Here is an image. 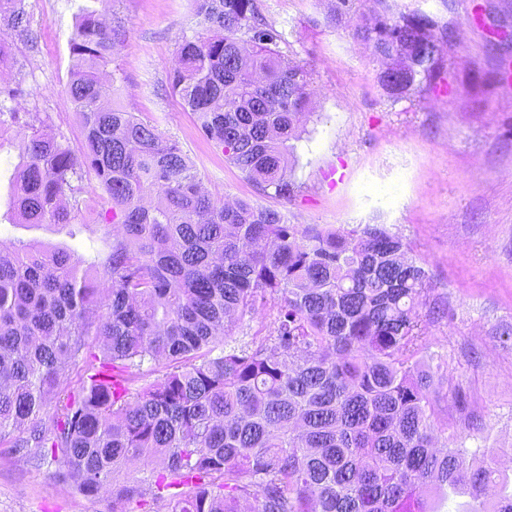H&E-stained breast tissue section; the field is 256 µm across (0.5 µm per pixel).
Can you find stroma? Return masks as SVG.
<instances>
[{"instance_id":"obj_1","label":"stroma","mask_w":512,"mask_h":512,"mask_svg":"<svg viewBox=\"0 0 512 512\" xmlns=\"http://www.w3.org/2000/svg\"><path fill=\"white\" fill-rule=\"evenodd\" d=\"M85 4L124 31L113 103L176 140L206 191L282 209L292 224H383L426 259L432 296L445 305L430 328L448 377L436 419L450 434L474 432L490 447L512 448V340L503 335L512 329V0H359L365 14L426 13L447 40L440 80L398 102L383 90L382 63L353 37L352 23H328L334 0H261L283 34L280 51L312 72L310 115L292 163L299 191L288 201L259 193L170 92L183 40L204 34L193 0H25L29 37L0 31L12 47L0 84L23 87L19 112L50 115L49 132L80 149L79 115L61 102ZM21 144L17 135L0 140V240H35L100 262L116 231L104 206L69 224L13 223ZM52 469L0 447V512H108L107 493L84 497L55 485Z\"/></svg>"}]
</instances>
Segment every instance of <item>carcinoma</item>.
I'll return each mask as SVG.
<instances>
[{
  "label": "carcinoma",
  "instance_id": "1",
  "mask_svg": "<svg viewBox=\"0 0 512 512\" xmlns=\"http://www.w3.org/2000/svg\"><path fill=\"white\" fill-rule=\"evenodd\" d=\"M209 36L184 41L171 92L202 136L260 190L294 197L291 141L303 132L311 74L278 49L259 0H194ZM335 0L329 22L357 12ZM0 20L28 33L24 0ZM416 12L359 16L353 36L388 63L395 101L439 75L441 37ZM119 32L85 6L64 92L79 152L0 89V138L25 130L10 202L17 224H70L99 180L120 233L101 262L106 294L82 259L0 241V444L112 512H512L502 450L448 447L434 420L443 380L429 325L425 262L382 224H290L285 212L204 191L158 126L102 100ZM262 313L268 334L236 345ZM95 337V343L89 337ZM166 360L144 379L146 363ZM80 369L72 380L73 369ZM140 461L142 476L119 475Z\"/></svg>",
  "mask_w": 512,
  "mask_h": 512
}]
</instances>
